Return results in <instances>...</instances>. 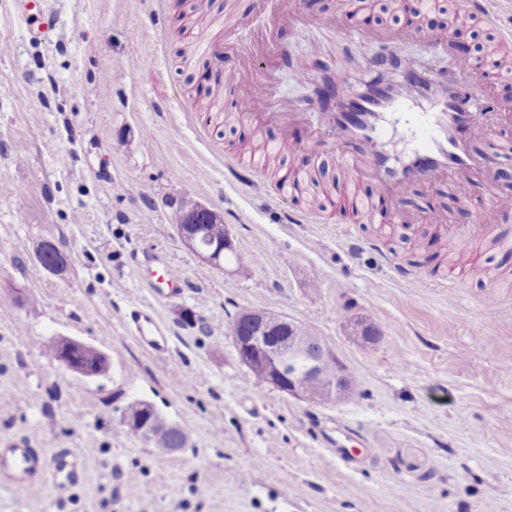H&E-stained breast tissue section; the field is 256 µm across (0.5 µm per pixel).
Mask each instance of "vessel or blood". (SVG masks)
<instances>
[{"mask_svg": "<svg viewBox=\"0 0 512 512\" xmlns=\"http://www.w3.org/2000/svg\"><path fill=\"white\" fill-rule=\"evenodd\" d=\"M16 10L33 18L32 39L47 44L59 41V18L44 0H15ZM360 42L385 43L386 65L393 79L371 86L354 87L349 67L337 68L335 81L348 104L358 105L355 116L333 113L331 146L346 175L335 194L319 214L321 223H332L335 216L349 209L362 213L375 206L386 207L392 222L412 223L398 201L412 185L445 177L465 188L475 179L494 181L489 162L477 156L465 137L472 131L492 137L494 128L484 119L481 101L487 92L478 66L449 56L445 72L425 75L419 57L408 54L407 43L426 41V34L402 25L383 31L358 30ZM268 101L263 97H238L227 106L229 114L252 119L265 115ZM377 188L375 201H362L353 186L362 179ZM512 216V192L493 190L478 223L495 224L500 217ZM149 285L161 298L173 300L183 294L184 279L169 261L158 260L148 275ZM131 322L139 340L157 353L166 352L168 341L162 327L145 311H136ZM83 456L72 448L47 454L32 447L25 436H18L0 448V485L16 490L46 487L53 493H66L81 478Z\"/></svg>", "mask_w": 512, "mask_h": 512, "instance_id": "b4317fda", "label": "vessel or blood"}]
</instances>
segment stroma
<instances>
[{"instance_id": "obj_1", "label": "stroma", "mask_w": 512, "mask_h": 512, "mask_svg": "<svg viewBox=\"0 0 512 512\" xmlns=\"http://www.w3.org/2000/svg\"><path fill=\"white\" fill-rule=\"evenodd\" d=\"M13 2L0 0V439L75 448L85 465L61 497L0 487V512H512V255L491 244L512 221L475 223L490 187L412 186L401 206L416 223L376 213L356 235L382 252L353 254L336 225L283 220L313 213L318 188L341 176L330 145L274 159L260 176L239 149L257 133L278 138L280 121L256 129L219 110L241 90L292 103L310 121L292 130L304 141L337 108L319 100L322 80L347 63L362 84L366 61L386 52L322 19L390 27L400 0L358 12L341 0H213L212 25L179 18L171 0H46L60 20L55 46L31 40ZM284 5L299 22L273 27ZM420 27L427 43L406 51L427 73L446 70L428 46L446 35L477 46L495 89L487 109L512 100L495 32L461 0H432ZM299 60L303 83L290 75ZM217 63L222 90L198 96ZM251 69L257 80L237 86ZM291 167L315 170L317 187L276 191ZM190 201L222 213L245 267L211 265L180 239L170 217ZM437 213L447 224L432 223ZM419 237L434 264L395 281L388 257L409 262ZM43 240L65 269L42 266ZM159 256L184 277L179 299L144 281ZM451 271L461 275L452 299L433 286ZM137 309L163 326L166 353L128 328ZM247 310L310 328L353 371L357 396L311 402L255 382L231 341ZM361 322L380 338L362 340ZM62 337L104 353L107 372L67 370L46 349ZM135 400L188 429L187 447L162 455L131 434L123 415Z\"/></svg>"}]
</instances>
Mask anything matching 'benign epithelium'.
Masks as SVG:
<instances>
[{"label": "benign epithelium", "mask_w": 512, "mask_h": 512, "mask_svg": "<svg viewBox=\"0 0 512 512\" xmlns=\"http://www.w3.org/2000/svg\"><path fill=\"white\" fill-rule=\"evenodd\" d=\"M186 224H222L220 213L201 203L180 206ZM187 246L204 261L215 263L233 249L229 234L224 241L204 245L198 235L177 226ZM232 341L240 361L267 369V383L281 392L306 400H342L353 387L349 373L338 366L329 381L323 379L325 363L336 353L301 323L263 310L239 314L232 324Z\"/></svg>", "instance_id": "1"}]
</instances>
